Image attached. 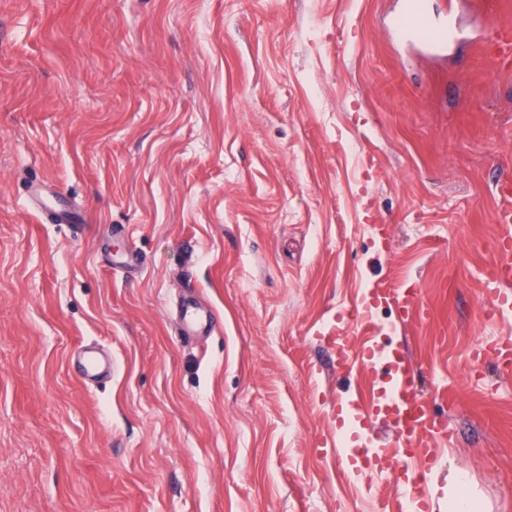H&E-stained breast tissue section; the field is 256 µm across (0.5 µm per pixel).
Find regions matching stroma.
<instances>
[{
    "label": "stroma",
    "mask_w": 512,
    "mask_h": 512,
    "mask_svg": "<svg viewBox=\"0 0 512 512\" xmlns=\"http://www.w3.org/2000/svg\"><path fill=\"white\" fill-rule=\"evenodd\" d=\"M403 0H0V512H375L325 337L365 288L450 470L512 512V371L476 358L512 184V0H429L468 44L394 42ZM83 208L51 224L27 188ZM141 265L112 274L113 256ZM218 329L185 338L186 299ZM112 358L100 384L78 348ZM418 303V293L412 289L373 288L363 292L349 310L355 321L365 324L373 323V311L387 304L397 307L400 314H408Z\"/></svg>",
    "instance_id": "stroma-1"
}]
</instances>
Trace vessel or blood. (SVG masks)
Listing matches in <instances>:
<instances>
[{"label":"vessel or blood","instance_id":"vessel-or-blood-1","mask_svg":"<svg viewBox=\"0 0 512 512\" xmlns=\"http://www.w3.org/2000/svg\"><path fill=\"white\" fill-rule=\"evenodd\" d=\"M395 38L415 42L431 52H442L455 44L458 35L451 27H434L423 0H409V8L391 24ZM34 208L56 224H79L82 211L74 205L54 204L41 192H34ZM501 231L496 239L495 277L500 290L494 291L484 310L492 317L512 319V211L503 213ZM418 303L412 289L374 288L363 292L349 314L353 320L372 323L376 308L392 304L400 313H409ZM185 334L200 335L217 324L213 313L186 303L180 312ZM327 342L339 370L351 374L367 367L375 372L370 397L341 401L336 414L339 426H352L345 458L357 472L368 476L396 478L399 495L391 512H432L433 495L426 490L428 470L439 458V445L447 432L432 414L427 400L417 392V375L397 350L385 349L379 337H366L357 356L349 354V340L344 330H336ZM379 420L395 433L396 443L380 445L371 433V421Z\"/></svg>","mask_w":512,"mask_h":512}]
</instances>
